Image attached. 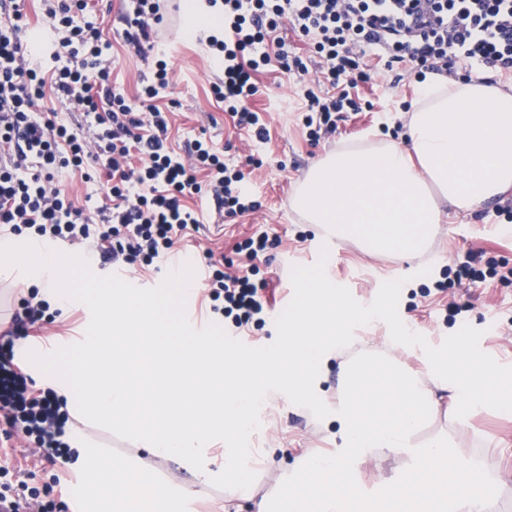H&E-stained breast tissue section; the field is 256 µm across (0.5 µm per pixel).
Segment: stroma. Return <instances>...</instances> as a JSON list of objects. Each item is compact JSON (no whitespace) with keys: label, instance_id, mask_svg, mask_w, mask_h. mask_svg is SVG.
<instances>
[{"label":"stroma","instance_id":"35a3bbf8","mask_svg":"<svg viewBox=\"0 0 512 512\" xmlns=\"http://www.w3.org/2000/svg\"><path fill=\"white\" fill-rule=\"evenodd\" d=\"M95 10L103 37L112 45V83L127 97H135L142 81L151 74L153 55L124 43L126 24L120 0H97ZM165 23L161 37L174 39L172 81L157 104L169 114L171 145L181 148L196 138H211L223 149L225 161L244 172L260 203L256 211L227 220L210 210L203 197L194 195L185 200L186 205L203 212L204 227L198 239L203 247L212 249L215 260L241 267L245 260L236 251L237 243L256 234L268 235L270 246L258 262L255 277L267 301L265 324L248 337L249 346H264L275 340V320L293 297L291 280L281 273V264H313L322 247L320 231L290 204L300 182L315 162L338 148L354 143L404 144L403 105L418 102L419 85L405 74L393 87L381 83L360 86L359 96L372 100L374 109L349 117L340 123L335 134L315 143L302 124L301 109L304 91L318 87L317 67H310L303 75L279 70L262 72L257 76L259 92L250 106L263 113L269 138L249 145L234 129L223 105L214 99L209 61L201 46L185 34L184 16L178 7L168 5ZM506 203L512 205V195L504 201H487L472 213L443 209L442 222L429 246L411 260L372 256L361 249L357 240H340L339 251L327 260V275L347 287L360 302L374 300L383 282L404 278L398 310L413 332L438 344L455 333L457 326L468 324L482 330L480 347L485 353L501 364L512 365V284L495 278L477 286L454 282L456 266L473 257L493 267L512 266V234L501 233L505 219L498 214ZM425 266L431 269L426 276L420 273ZM440 281L448 282L447 294L436 291ZM447 299L464 307L453 325L443 321V302ZM363 351L387 355L415 371L421 368L416 358L391 340L383 323L372 332L362 327L356 330L348 352L353 355ZM262 412L268 417L263 445L271 453L263 457L256 470L258 493L278 485L286 465L294 463L302 449L334 451L341 446L335 425L313 418L281 395H270ZM440 436L447 437L463 459L477 457L485 465L499 489L487 512H512V413L484 408L460 423L441 408L416 431L414 440L424 444ZM1 467L8 468L10 480H24L32 487L54 483L56 499L69 503V512H78L70 487L61 480L66 470L64 462L36 461L31 448L14 439L0 448ZM403 467L402 457L381 454L357 466L355 477L363 491L370 493L394 481Z\"/></svg>","mask_w":512,"mask_h":512}]
</instances>
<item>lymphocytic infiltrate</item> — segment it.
<instances>
[{"mask_svg":"<svg viewBox=\"0 0 512 512\" xmlns=\"http://www.w3.org/2000/svg\"><path fill=\"white\" fill-rule=\"evenodd\" d=\"M224 20L223 35L198 32L214 63L212 91L235 127L257 139L269 132L249 102L256 76L276 66L304 70L278 37L292 31L323 64L328 92L305 93L303 124L311 141L335 133L349 113L362 109L359 84L375 80L373 56L386 71L425 79L478 65L512 76V0H206ZM125 39L133 45L156 38L164 21L163 0H126ZM87 0H42L51 19L50 46L23 42L18 0H0V237L28 235L37 241L90 243L101 267L145 268L166 259L200 221L183 199L206 192L226 216L258 207L243 173L224 162L208 139L186 154L166 144L168 121L153 101L170 85L166 60L141 88L137 103L113 89L110 46L97 22L86 19ZM74 105L88 130L80 136L43 105L47 93ZM90 168L108 185L96 217L67 190L65 169ZM269 239H246L239 249L245 269L213 270L205 297L213 314L237 332L261 327L265 303L253 281ZM37 291L21 298L12 329L0 342V421L55 462L69 455L64 440L67 410L52 391L34 392L14 363V342L54 322Z\"/></svg>","mask_w":512,"mask_h":512,"instance_id":"f902f5d3","label":"lymphocytic infiltrate"}]
</instances>
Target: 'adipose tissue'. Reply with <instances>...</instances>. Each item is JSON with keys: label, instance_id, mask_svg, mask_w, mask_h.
Returning <instances> with one entry per match:
<instances>
[{"label": "adipose tissue", "instance_id": "1", "mask_svg": "<svg viewBox=\"0 0 512 512\" xmlns=\"http://www.w3.org/2000/svg\"><path fill=\"white\" fill-rule=\"evenodd\" d=\"M405 126L407 147L352 145L320 161L295 207L370 254L411 259L441 219L439 201L470 212L512 192V92L486 75L427 76Z\"/></svg>", "mask_w": 512, "mask_h": 512}]
</instances>
